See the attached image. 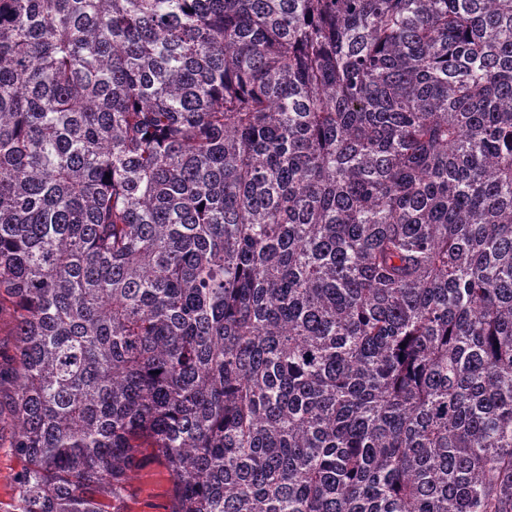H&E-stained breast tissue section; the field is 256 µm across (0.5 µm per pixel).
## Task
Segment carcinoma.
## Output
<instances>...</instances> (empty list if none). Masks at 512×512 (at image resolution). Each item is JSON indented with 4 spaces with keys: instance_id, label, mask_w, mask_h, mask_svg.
Instances as JSON below:
<instances>
[{
    "instance_id": "obj_1",
    "label": "carcinoma",
    "mask_w": 512,
    "mask_h": 512,
    "mask_svg": "<svg viewBox=\"0 0 512 512\" xmlns=\"http://www.w3.org/2000/svg\"><path fill=\"white\" fill-rule=\"evenodd\" d=\"M11 512H512V0H0ZM134 497L129 503L130 512H166L168 505L169 476L154 461L147 462L133 476Z\"/></svg>"
}]
</instances>
